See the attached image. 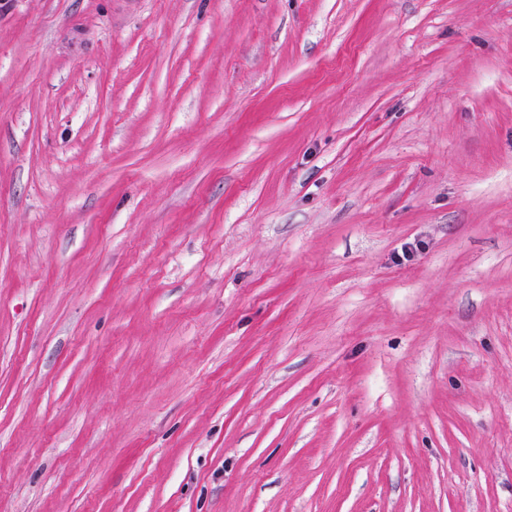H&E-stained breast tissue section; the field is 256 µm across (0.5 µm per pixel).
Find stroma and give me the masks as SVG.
Here are the masks:
<instances>
[{
    "mask_svg": "<svg viewBox=\"0 0 512 512\" xmlns=\"http://www.w3.org/2000/svg\"><path fill=\"white\" fill-rule=\"evenodd\" d=\"M0 512H512V0H0Z\"/></svg>",
    "mask_w": 512,
    "mask_h": 512,
    "instance_id": "stroma-1",
    "label": "stroma"
}]
</instances>
